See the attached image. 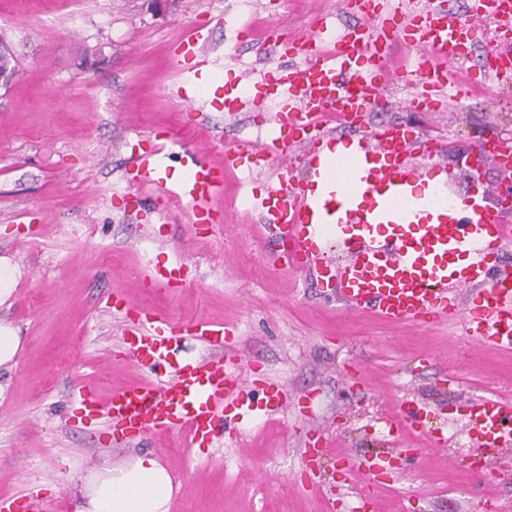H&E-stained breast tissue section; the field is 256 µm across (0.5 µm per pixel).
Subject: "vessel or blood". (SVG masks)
Masks as SVG:
<instances>
[{
    "mask_svg": "<svg viewBox=\"0 0 512 512\" xmlns=\"http://www.w3.org/2000/svg\"><path fill=\"white\" fill-rule=\"evenodd\" d=\"M355 24L336 31L331 15H323L309 33L284 35L274 29L265 51L289 59L288 68L239 76L224 94V109L259 111L252 88L270 89L279 101L277 135L256 149L244 142L224 146V164H210L191 147L177 151L182 174L171 180L167 161L158 151L137 155L130 181L161 190L164 202L156 211L167 223L172 208L187 203L192 223L208 227L218 218L209 206L224 191L226 169L264 173L277 180L254 196L270 237L281 241L280 261L293 271L312 273L319 287L333 293L351 314L371 313L393 324L425 326L459 320L465 335L486 349L512 351V266L494 262L512 244V226L475 196L456 198L443 207L422 198L415 188L422 171L414 155L432 158L431 174L445 173L437 158L443 145L416 127L393 123L376 126L370 112L384 104L383 91L392 76L387 59L394 46L411 49L400 81L410 89L403 109L442 112L451 104L449 75L466 60L479 40V13L489 11L503 31L512 30V0H478L460 9L458 0H349ZM209 39L203 25H190L185 40L173 47L171 60L187 77L176 88L185 103H193L197 84L209 75L201 49ZM512 83V54L486 52L481 68L468 80L474 92L489 82ZM334 126H327V119ZM353 146L342 176L322 173V161L337 143ZM467 159L476 166L494 161L512 164V148L490 140L469 146ZM469 257L459 266L460 257ZM186 265L176 260L153 267L150 286L183 288ZM113 307L122 312L123 356L147 372L143 382L113 390L101 398L88 381H80L71 403L81 417L106 419L112 435L121 439L148 433L186 436L189 447H212L227 419L244 420L262 402L264 413L287 411L286 385L245 384L239 372L242 357L225 338L232 331L205 320L173 322L156 311L134 307L114 294ZM209 349V356L171 362L185 337ZM468 435L475 450L469 458L473 474L492 476L512 459V403L483 398L466 405ZM387 433L423 429L419 409L402 411L387 423ZM326 435L307 449L302 485L318 488L320 465L330 452ZM361 488L354 512H377L370 495L380 480L395 476L388 455L344 460Z\"/></svg>",
    "mask_w": 512,
    "mask_h": 512,
    "instance_id": "1",
    "label": "vessel or blood"
}]
</instances>
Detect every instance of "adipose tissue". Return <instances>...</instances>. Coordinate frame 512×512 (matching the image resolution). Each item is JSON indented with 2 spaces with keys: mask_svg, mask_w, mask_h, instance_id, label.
I'll return each instance as SVG.
<instances>
[{
  "mask_svg": "<svg viewBox=\"0 0 512 512\" xmlns=\"http://www.w3.org/2000/svg\"><path fill=\"white\" fill-rule=\"evenodd\" d=\"M70 482L75 512H169L173 498L170 472L149 454L103 461Z\"/></svg>",
  "mask_w": 512,
  "mask_h": 512,
  "instance_id": "ef3b65f1",
  "label": "adipose tissue"
}]
</instances>
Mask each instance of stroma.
<instances>
[{"instance_id":"1","label":"stroma","mask_w":512,"mask_h":512,"mask_svg":"<svg viewBox=\"0 0 512 512\" xmlns=\"http://www.w3.org/2000/svg\"><path fill=\"white\" fill-rule=\"evenodd\" d=\"M337 2L252 0L244 8L239 0H0V41L17 55L15 75L0 84V257L18 268L0 320L20 338L11 370L0 373L9 383L0 398V495L31 491L46 512H73L69 474L150 453L164 464L187 459L170 512H328L333 499L338 512H349L358 485L345 479L343 458L384 454L386 420L420 400L442 404L431 423L448 446L434 451L425 434L409 436L420 454L398 461L397 478L374 487L380 512H481L486 494L497 496L499 512H512V467L478 480L461 430L465 401H512V353L475 346L454 322L392 325L345 315L312 275L274 267L246 205L263 178L248 184L239 172L225 176L214 203L222 229L205 239L186 205L158 223L151 192L141 194L138 215L125 212L129 155L120 141L141 153L185 142L215 163L225 143L269 141L272 120L224 112V82L258 67L257 48L273 24L305 30L332 11L337 27L352 24ZM192 23L209 30L214 64L196 103L204 113L197 125L172 93L180 76L169 62ZM246 26L253 33L243 43ZM405 96L404 84L391 81L389 109L371 113L370 122H409L444 135L449 195L478 194L501 207L506 176L492 163L471 170L465 159L472 142L512 140V89L492 87L490 97L472 95L445 112L399 111ZM177 257L192 287L142 290L151 267ZM118 287L174 321L233 325L244 379L268 377L312 393L314 416L294 405L274 420L230 424L215 447L197 452L174 433L110 440L104 421L74 423L76 380L91 378L107 394L142 378L118 354L121 315L106 305ZM320 431L334 439L322 460L324 488L303 492L295 486L303 450Z\"/></svg>"}]
</instances>
